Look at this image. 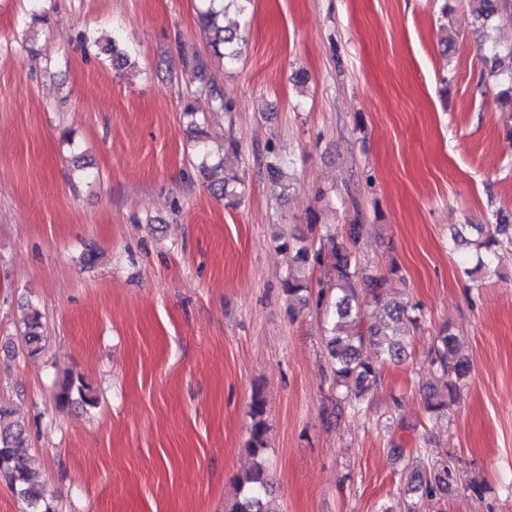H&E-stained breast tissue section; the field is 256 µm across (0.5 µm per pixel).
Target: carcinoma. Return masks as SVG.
I'll return each instance as SVG.
<instances>
[{"instance_id":"obj_1","label":"carcinoma","mask_w":512,"mask_h":512,"mask_svg":"<svg viewBox=\"0 0 512 512\" xmlns=\"http://www.w3.org/2000/svg\"><path fill=\"white\" fill-rule=\"evenodd\" d=\"M223 9H208L202 15L205 27L211 32L213 52L233 63L242 53L246 42L247 21L234 26L218 23L220 13L233 7L245 10L250 0H222ZM466 12L483 26L501 27L512 24V0H465ZM483 71L505 86L504 95L512 104V45L497 42L479 45ZM214 195L237 202L245 194L244 180L235 172L210 184ZM365 225L349 224L341 235L326 224L320 233V245L298 246L288 239L280 247L293 253V260L302 275L291 274L283 283L288 299H303L311 295L310 280L306 272L317 265L329 271L331 291H319L315 298L317 308L325 309L324 326L328 363L336 386L344 389L347 407L362 408L368 393L377 383L381 367L387 362H403L410 356L411 330L419 326L420 317L415 308L391 295L395 284L403 280L399 266L393 265L384 274H374L362 268L347 242H357L364 234ZM455 245L467 250L468 255L459 265V272L477 288L485 278L503 277L495 264L499 250L512 245V223L496 215L494 224H467L452 235ZM26 349L31 354L42 350V324L40 313L33 309L23 331ZM459 336L448 325L442 326L434 336L429 365L436 373V381L426 383L423 402L427 419L438 421L448 417V410L457 403L461 387L470 373L468 357L460 354ZM60 407L79 404L94 407L98 396L92 385L81 375L69 374L58 385L54 395ZM251 424L247 453L253 457L252 466L236 480V496L229 512H271L266 497L271 494V482L265 464L267 452V402L263 393L255 391L250 404ZM0 477L4 478L14 496L23 500L27 512H51L44 480L31 467L27 427L12 420L11 412L0 406ZM461 483L452 457L435 462L429 470L406 467L404 501L405 512H415L411 499L426 496L445 498L456 491Z\"/></svg>"}]
</instances>
